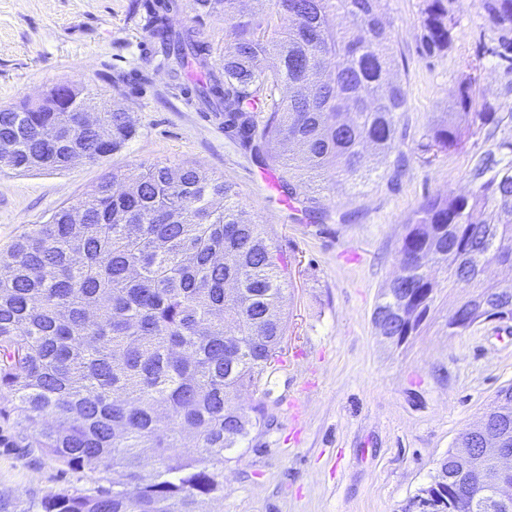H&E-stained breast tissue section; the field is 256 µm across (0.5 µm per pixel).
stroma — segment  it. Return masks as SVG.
I'll list each match as a JSON object with an SVG mask.
<instances>
[{
	"mask_svg": "<svg viewBox=\"0 0 512 512\" xmlns=\"http://www.w3.org/2000/svg\"><path fill=\"white\" fill-rule=\"evenodd\" d=\"M135 4L0 0V106L71 82L91 101L112 98L137 127L121 150L95 162L58 171L0 168V250L115 173L163 162L233 184L289 261L286 331L267 381L239 398L244 408L263 406L266 418L229 451L224 497L213 512H404L437 460L512 383V321L449 335L461 289L437 288L420 333L401 346L385 342L372 323L381 290L398 272L409 215L425 196L467 191L478 155L512 131L485 127L457 148L419 150L462 79L471 81L473 111L512 115V71L487 53L497 32L480 0H457L454 47L429 61L416 48L421 0H385L394 77L407 94L399 144L405 170L394 175L389 161L358 185L325 178L307 192L314 223L301 224L279 187L288 172L254 164L225 139L219 116L187 104L181 85H202L203 74L189 71L173 84L147 55ZM26 442L0 418V494L38 499L92 487L90 474L27 451Z\"/></svg>",
	"mask_w": 512,
	"mask_h": 512,
	"instance_id": "obj_1",
	"label": "stroma"
}]
</instances>
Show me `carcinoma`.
<instances>
[{
  "mask_svg": "<svg viewBox=\"0 0 512 512\" xmlns=\"http://www.w3.org/2000/svg\"><path fill=\"white\" fill-rule=\"evenodd\" d=\"M240 0H189L194 21L236 19ZM382 0H274L275 11L234 25L223 70L195 26L174 29L176 0H140L143 27L174 79L195 63L207 71L197 96L224 113V136L260 162L297 164L353 183L399 147L406 111L393 76L392 30ZM499 36L487 53L512 70V0H481ZM456 0H422L418 52L453 48ZM276 54L265 73L259 57ZM280 85L286 99L273 98ZM51 89L46 105L0 107V167L60 170L76 156L96 161L130 140L129 113L100 103L98 125L71 111L84 87ZM460 82L448 117L425 150H447L463 130L500 127L496 112H472ZM512 269V137L484 151L465 193L427 196L398 250L397 298L382 291L372 319L380 336H415L434 302L435 265L461 288L448 335L512 308V284L483 278ZM287 264L264 225L236 201L233 185L193 166L155 163L114 174L93 192L35 224L0 252V417L33 430L31 447L69 470L97 475L38 501L0 495V512H210L224 498L225 453L264 420L235 399L279 361ZM419 309L409 330L392 311ZM197 452H175L183 435ZM485 464L469 484L471 512H489L497 480ZM431 512H450L454 491L423 487Z\"/></svg>",
  "mask_w": 512,
  "mask_h": 512,
  "instance_id": "1",
  "label": "carcinoma"
}]
</instances>
